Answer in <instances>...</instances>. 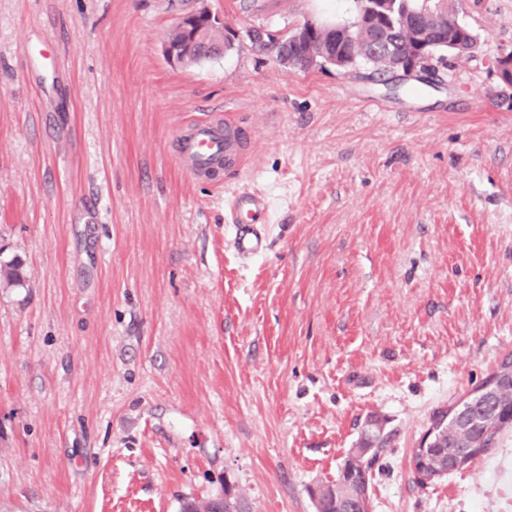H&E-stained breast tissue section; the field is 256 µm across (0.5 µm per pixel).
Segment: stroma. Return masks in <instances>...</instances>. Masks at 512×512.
<instances>
[{
  "label": "stroma",
  "instance_id": "obj_1",
  "mask_svg": "<svg viewBox=\"0 0 512 512\" xmlns=\"http://www.w3.org/2000/svg\"><path fill=\"white\" fill-rule=\"evenodd\" d=\"M472 56L411 76L299 71L254 32L353 21V0H0V512H316L368 417L370 512H512L494 448L411 463L433 414L512 353V0H448ZM239 32L174 66L177 18ZM253 127L194 176L179 129ZM271 197L238 255L235 193Z\"/></svg>",
  "mask_w": 512,
  "mask_h": 512
}]
</instances>
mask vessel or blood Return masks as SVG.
<instances>
[{
    "instance_id": "1",
    "label": "vessel or blood",
    "mask_w": 512,
    "mask_h": 512,
    "mask_svg": "<svg viewBox=\"0 0 512 512\" xmlns=\"http://www.w3.org/2000/svg\"><path fill=\"white\" fill-rule=\"evenodd\" d=\"M245 131L235 123L215 116L184 129L177 137V147L191 174L208 175L233 163ZM237 215L234 247L239 254L256 255L263 251L259 225L270 223L269 207L258 208L250 195L234 202Z\"/></svg>"
}]
</instances>
